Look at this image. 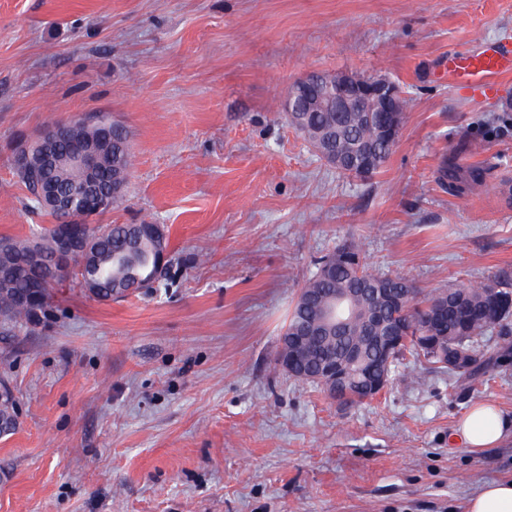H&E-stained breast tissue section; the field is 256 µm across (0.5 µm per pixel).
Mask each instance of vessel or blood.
<instances>
[{
  "mask_svg": "<svg viewBox=\"0 0 512 512\" xmlns=\"http://www.w3.org/2000/svg\"><path fill=\"white\" fill-rule=\"evenodd\" d=\"M448 74L460 88L498 97L499 77L512 74V45L494 41L478 53L452 57L448 61Z\"/></svg>",
  "mask_w": 512,
  "mask_h": 512,
  "instance_id": "1",
  "label": "vessel or blood"
}]
</instances>
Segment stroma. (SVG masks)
<instances>
[{
  "mask_svg": "<svg viewBox=\"0 0 512 512\" xmlns=\"http://www.w3.org/2000/svg\"><path fill=\"white\" fill-rule=\"evenodd\" d=\"M512 40V0H0V237L51 226L15 175L47 125L105 116L133 166L97 224L164 225L168 278L122 300L63 284L0 335L18 429L0 437V512H463L512 479V434L455 439L472 406L512 418V364L476 389L427 361L344 408L279 369L315 258L353 236L427 292L512 272V77L456 88L450 57ZM312 71L389 79L407 102L372 178L289 125ZM485 168L464 194L443 165ZM320 92L321 90L316 84H310L305 90H302L301 82L297 80L288 87L284 97V105L301 107L308 98L315 99L319 97Z\"/></svg>",
  "mask_w": 512,
  "mask_h": 512,
  "instance_id": "35a3bbf8",
  "label": "stroma"
}]
</instances>
